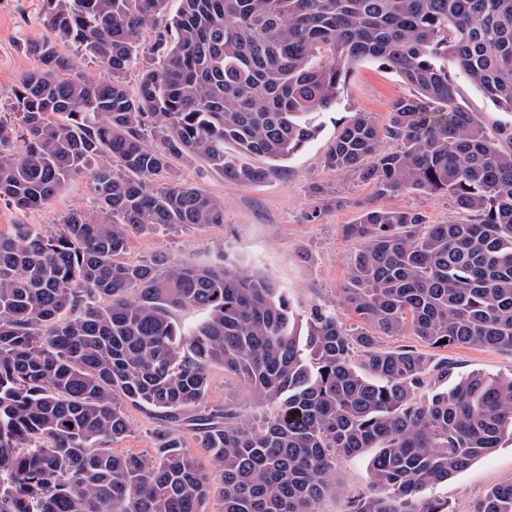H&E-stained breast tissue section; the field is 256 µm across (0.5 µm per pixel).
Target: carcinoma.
<instances>
[{
	"label": "carcinoma",
	"mask_w": 512,
	"mask_h": 512,
	"mask_svg": "<svg viewBox=\"0 0 512 512\" xmlns=\"http://www.w3.org/2000/svg\"><path fill=\"white\" fill-rule=\"evenodd\" d=\"M181 2L166 21L168 0H42L50 34L26 46L37 65L6 94L0 199L34 210L84 176L95 207L0 233V512H205L215 494L224 512H315L336 458L368 448L347 512H453L424 491L512 442V376H458L380 337L512 353V126L487 130L448 74L451 58L512 113V0ZM68 48L108 78L76 71ZM364 59L419 98L395 100L383 125L352 117L325 166L377 198L446 195L462 219L369 203L343 225L358 324L322 305L302 322L266 276L228 260H126L137 234L224 223L175 162L263 181L318 136ZM314 197L309 221L343 206ZM182 308L201 318L177 322ZM216 366L269 411L200 408ZM127 403L155 413L150 454L105 447L130 432ZM473 512H512V481Z\"/></svg>",
	"instance_id": "1"
}]
</instances>
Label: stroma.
Masks as SVG:
<instances>
[{
  "label": "stroma",
  "instance_id": "stroma-1",
  "mask_svg": "<svg viewBox=\"0 0 512 512\" xmlns=\"http://www.w3.org/2000/svg\"><path fill=\"white\" fill-rule=\"evenodd\" d=\"M42 0H0V93L8 92L34 65L25 51L27 43L46 38ZM459 101L475 112L487 128L512 124V115L496 107L472 85L456 64H449ZM416 91L393 71L378 63L362 60L352 64L346 87L335 108L323 113L319 136L287 161L276 164L262 182L237 184L203 162L178 164L181 178L218 198L224 206L220 226H184L157 230L134 238L130 256L149 260L163 255L194 265H212L228 257L237 265L264 274L287 295L296 313L307 314L312 305L335 307L345 324L354 319L347 309L343 288L356 245L342 234L343 225L352 223L359 205L374 200L373 188L351 176L330 170L324 157L341 126L355 114L366 112L378 123L388 119L390 106L399 98L415 97ZM325 195L342 197L348 204L324 212L319 220L307 221L313 186ZM380 206L422 211L430 223L457 220L459 213L445 196L406 193L378 199ZM93 195L85 177L71 179L49 203L26 213L0 202V232L15 224H60L75 209L93 208ZM426 356L447 358L459 374L480 372L486 375L512 374V354L478 346L426 349ZM233 402L243 411L257 413L254 395L223 369L210 371L207 406ZM131 431L117 443V450L146 454L154 443L156 421L145 411L126 406ZM374 454L366 449L354 456L336 460V489L323 497L315 512H346L349 493L364 486ZM512 480V444L503 443L489 456L476 460L448 482L427 488V496L448 501L452 512H472L488 488Z\"/></svg>",
  "mask_w": 512,
  "mask_h": 512
}]
</instances>
